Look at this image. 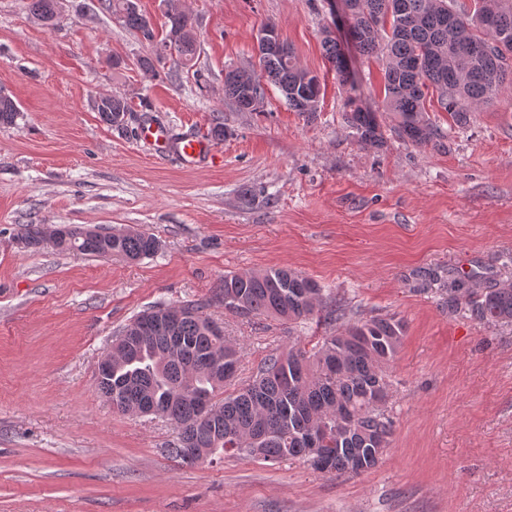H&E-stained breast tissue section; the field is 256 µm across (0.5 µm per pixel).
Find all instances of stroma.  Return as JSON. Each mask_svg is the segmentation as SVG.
I'll list each match as a JSON object with an SVG mask.
<instances>
[{
  "label": "stroma",
  "instance_id": "obj_1",
  "mask_svg": "<svg viewBox=\"0 0 512 512\" xmlns=\"http://www.w3.org/2000/svg\"><path fill=\"white\" fill-rule=\"evenodd\" d=\"M178 6L196 21L194 66L167 59L151 79L139 61L153 47L97 0H61L52 29L25 0H0V94L21 110L0 125V512H512V325L448 301L452 276L512 287V89L464 130L427 101L437 135L417 144L395 132L374 60L348 49L354 81H337L327 0ZM269 20L325 83L316 116L270 82L256 112L224 97L225 69L256 64ZM110 95L129 102L127 127L95 112ZM350 97L375 112L381 144L346 126ZM217 117L224 137L193 167L136 133L205 136ZM25 224L145 230L162 248L136 262L32 250L16 242ZM273 267L315 281L343 317L296 326L225 310V275ZM187 300L223 324L242 382L295 341L403 320L378 465L338 478L302 459L187 464L169 453V421L113 411L96 376L114 334ZM321 45L323 54L335 72L336 78L342 82L347 81L348 71L344 67L341 48L337 39L332 37L329 31H325Z\"/></svg>",
  "mask_w": 512,
  "mask_h": 512
}]
</instances>
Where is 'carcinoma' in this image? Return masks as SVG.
I'll return each mask as SVG.
<instances>
[{"mask_svg":"<svg viewBox=\"0 0 512 512\" xmlns=\"http://www.w3.org/2000/svg\"><path fill=\"white\" fill-rule=\"evenodd\" d=\"M353 7L355 43L377 60L383 72L384 108L398 132L416 143L436 135L425 100L437 93L440 107L464 128L470 113L512 85V61L494 52L497 40L512 42V0H497L492 17L482 10L467 14L457 0H348ZM155 48L157 61L174 44L178 63L192 67L197 42L192 19L183 11L165 13L169 31L156 41L155 29L135 0H101ZM31 16L47 28L60 23V0H27ZM325 58L342 82L348 79L340 45L331 33L321 42ZM277 85L297 112H318L322 84L301 68L288 42L264 55L259 69L224 71V96L240 110L255 112L264 99L262 79ZM94 109L103 122L123 126L131 115L128 102L100 97ZM19 115L14 100L0 94V124L13 125ZM360 142L377 144L381 133L375 113L358 107L345 114ZM26 248L46 240L41 224H27L18 235ZM63 252L137 261L161 246L152 234L134 230L88 233L66 225L52 235ZM448 297L466 298L481 322L512 323V288L475 293L463 279L448 280ZM203 306L187 301L173 309L162 303L139 313L132 336L118 334L112 344V370L97 377L98 390L123 414L146 410L171 421L180 431L172 453L185 463L221 453L280 463L319 458L315 469L341 476L374 468L389 444L392 420L386 410L387 367L404 335V322L371 318L346 331L323 336L308 349L297 341L264 360L255 376L235 393L216 401L238 371L239 349L224 329L205 316ZM224 309L239 316H273L297 322L314 316L334 322L341 316L322 288L288 268H270L224 276Z\"/></svg>","mask_w":512,"mask_h":512,"instance_id":"carcinoma-1","label":"carcinoma"}]
</instances>
